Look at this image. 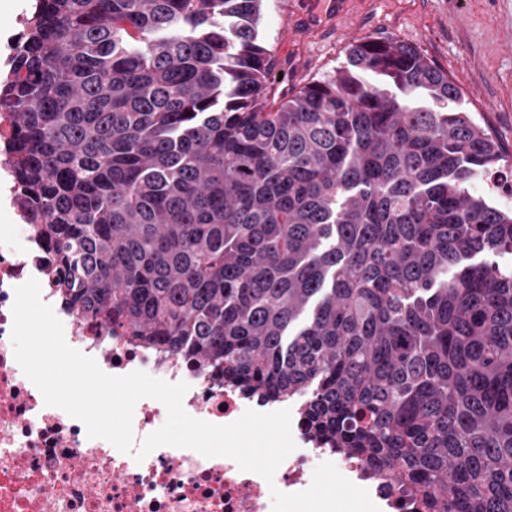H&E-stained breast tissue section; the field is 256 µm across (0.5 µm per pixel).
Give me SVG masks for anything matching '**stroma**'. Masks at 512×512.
<instances>
[{"label":"stroma","mask_w":512,"mask_h":512,"mask_svg":"<svg viewBox=\"0 0 512 512\" xmlns=\"http://www.w3.org/2000/svg\"><path fill=\"white\" fill-rule=\"evenodd\" d=\"M260 35L301 87L333 72L356 39H400L462 86L459 106L489 125L512 168V0H267Z\"/></svg>","instance_id":"35a3bbf8"}]
</instances>
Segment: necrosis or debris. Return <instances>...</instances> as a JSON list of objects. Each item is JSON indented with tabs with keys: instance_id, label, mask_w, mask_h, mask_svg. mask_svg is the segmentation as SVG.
<instances>
[{
	"instance_id": "4bbe7bcc",
	"label": "necrosis or debris",
	"mask_w": 512,
	"mask_h": 512,
	"mask_svg": "<svg viewBox=\"0 0 512 512\" xmlns=\"http://www.w3.org/2000/svg\"><path fill=\"white\" fill-rule=\"evenodd\" d=\"M13 128L0 113V512H272V490L307 489L317 466L332 462L366 489L380 512H416L408 484L382 476L375 463L343 456L309 433L295 400L267 401L213 380L185 359L173 357L99 324L77 318L54 286V250L30 224L5 152ZM37 279L69 346L92 357L106 374L135 371L170 383L186 382L183 407L216 425L246 410H293L297 448L278 467L273 481L240 470L227 457L207 458L185 448L162 446L143 461L112 443L87 434L84 423L46 405L17 363L11 334L15 289Z\"/></svg>"
}]
</instances>
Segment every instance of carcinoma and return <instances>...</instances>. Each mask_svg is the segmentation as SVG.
Segmentation results:
<instances>
[{
    "mask_svg": "<svg viewBox=\"0 0 512 512\" xmlns=\"http://www.w3.org/2000/svg\"><path fill=\"white\" fill-rule=\"evenodd\" d=\"M265 2L40 0L0 112L56 286L82 319L298 399L423 512H512L499 143L396 38L278 88Z\"/></svg>",
    "mask_w": 512,
    "mask_h": 512,
    "instance_id": "obj_1",
    "label": "carcinoma"
}]
</instances>
